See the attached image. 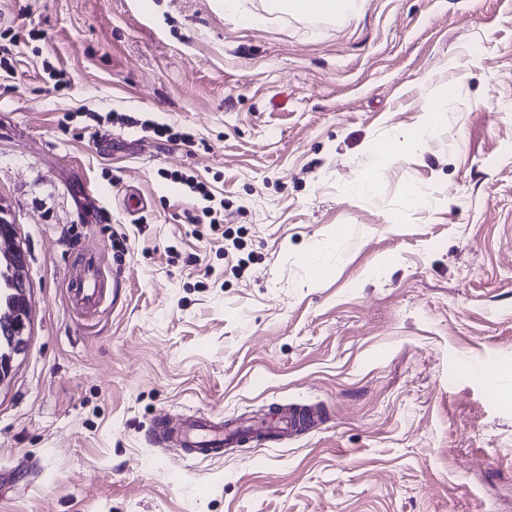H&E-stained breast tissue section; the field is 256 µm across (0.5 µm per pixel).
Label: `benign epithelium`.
Segmentation results:
<instances>
[{
	"label": "benign epithelium",
	"instance_id": "7a95c632",
	"mask_svg": "<svg viewBox=\"0 0 512 512\" xmlns=\"http://www.w3.org/2000/svg\"><path fill=\"white\" fill-rule=\"evenodd\" d=\"M0 262L9 267L12 277V301L0 311V320L11 324V342L0 357V387L7 384L13 374L15 362L25 354L28 342L27 324L31 301L25 253L17 242L15 230L6 218H0Z\"/></svg>",
	"mask_w": 512,
	"mask_h": 512
}]
</instances>
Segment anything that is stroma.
<instances>
[{
	"instance_id": "obj_1",
	"label": "stroma",
	"mask_w": 512,
	"mask_h": 512,
	"mask_svg": "<svg viewBox=\"0 0 512 512\" xmlns=\"http://www.w3.org/2000/svg\"><path fill=\"white\" fill-rule=\"evenodd\" d=\"M356 2L339 24L270 0H0V44L24 35L0 208L31 300L0 512H512V0ZM430 103L423 146L380 159ZM181 174L223 224L190 223ZM334 240L313 278L302 253ZM90 251L121 282L81 316L67 277ZM294 405L318 424L217 458L151 437Z\"/></svg>"
}]
</instances>
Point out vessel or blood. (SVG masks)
<instances>
[{
    "instance_id": "obj_1",
    "label": "vessel or blood",
    "mask_w": 512,
    "mask_h": 512,
    "mask_svg": "<svg viewBox=\"0 0 512 512\" xmlns=\"http://www.w3.org/2000/svg\"><path fill=\"white\" fill-rule=\"evenodd\" d=\"M104 286L105 279L96 258L92 254H85L78 274L69 280L68 293L72 307L85 313L95 310L103 300ZM316 421L314 412L294 408L287 416L271 423L268 433L274 437L294 435L309 429ZM152 434L158 443L196 457L222 454L225 447L252 437L250 428L215 423L208 416L196 414L185 416L177 424L162 419L155 424Z\"/></svg>"
}]
</instances>
